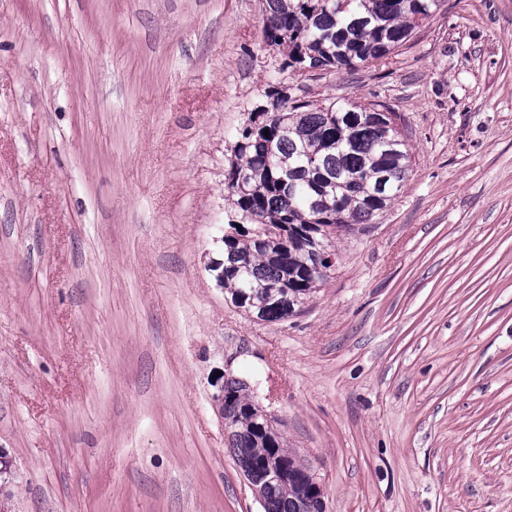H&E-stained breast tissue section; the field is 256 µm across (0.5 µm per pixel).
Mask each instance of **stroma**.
Returning a JSON list of instances; mask_svg holds the SVG:
<instances>
[{"label": "stroma", "mask_w": 512, "mask_h": 512, "mask_svg": "<svg viewBox=\"0 0 512 512\" xmlns=\"http://www.w3.org/2000/svg\"><path fill=\"white\" fill-rule=\"evenodd\" d=\"M263 0H0V498L264 512L213 402L247 380L325 512H512V0L304 80ZM377 102L413 155L288 319L236 307V133L271 84Z\"/></svg>", "instance_id": "35a3bbf8"}]
</instances>
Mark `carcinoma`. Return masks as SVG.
Listing matches in <instances>:
<instances>
[{"mask_svg": "<svg viewBox=\"0 0 512 512\" xmlns=\"http://www.w3.org/2000/svg\"><path fill=\"white\" fill-rule=\"evenodd\" d=\"M441 0H264L266 42L283 69H354L378 62L416 34ZM376 103L304 101L285 97L276 112L238 132L226 190L233 214L253 226L277 224L282 236L261 244L230 223L224 240V290L236 297L275 285L298 303L329 274L315 266L308 236L332 247L336 235L370 224L400 197L411 169L409 144ZM245 180L246 193L236 191ZM253 418L236 419L230 447L236 462H260L270 449L300 473L282 483L243 471L264 512H309L304 482L311 469L275 431L258 435Z\"/></svg>", "mask_w": 512, "mask_h": 512, "instance_id": "1", "label": "carcinoma"}]
</instances>
